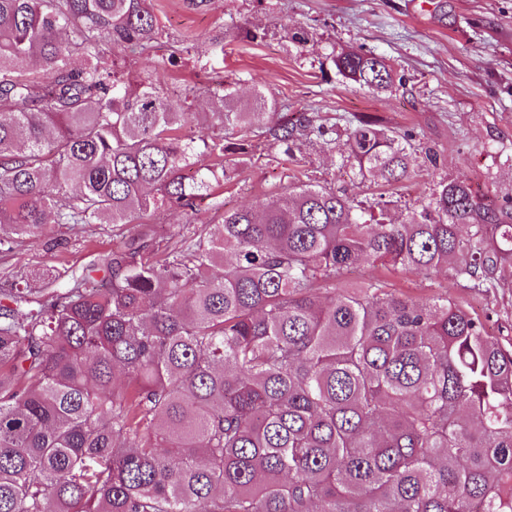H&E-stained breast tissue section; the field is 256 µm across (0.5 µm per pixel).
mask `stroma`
Here are the masks:
<instances>
[{
    "instance_id": "obj_1",
    "label": "stroma",
    "mask_w": 512,
    "mask_h": 512,
    "mask_svg": "<svg viewBox=\"0 0 512 512\" xmlns=\"http://www.w3.org/2000/svg\"><path fill=\"white\" fill-rule=\"evenodd\" d=\"M165 35L153 48L126 49L120 57L136 74L153 73L175 103L195 90V112H214L209 87L234 83L242 102L264 89L278 115L332 117L344 145L356 117L377 118L415 143L432 147L436 167L395 186L357 188L337 150H307L294 160L275 159L266 137L246 134L235 157L234 178L210 199L203 222H221L225 210L252 205L300 181L325 182L361 198L384 194L392 217L428 193L433 182L467 178L484 201H512V0H150ZM312 32L294 40L297 29ZM259 32L257 41L240 32ZM374 52L393 67L390 91L359 89L340 76L332 50ZM180 50L170 66L171 50ZM141 224H53L45 236L12 252L0 251V290L19 270L79 267L111 256L116 244L137 237ZM389 289L419 298L449 296L478 316L486 331L512 342V275L487 292L464 288L447 273L381 271Z\"/></svg>"
}]
</instances>
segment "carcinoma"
Listing matches in <instances>:
<instances>
[{"label":"carcinoma","instance_id":"carcinoma-1","mask_svg":"<svg viewBox=\"0 0 512 512\" xmlns=\"http://www.w3.org/2000/svg\"><path fill=\"white\" fill-rule=\"evenodd\" d=\"M163 30L149 0H0V249L50 224L196 216L232 178L226 137L282 155L332 145L301 114L232 86L203 118L118 62ZM112 45V63L103 46ZM344 79L386 60L332 53ZM342 164L393 185L437 154L360 117ZM314 183L227 210L163 250L152 229L68 280L16 272L0 302V512H512V348L460 302L398 295L348 269H443L495 288L508 213L462 177L399 224ZM101 285L88 287L94 274Z\"/></svg>","mask_w":512,"mask_h":512}]
</instances>
